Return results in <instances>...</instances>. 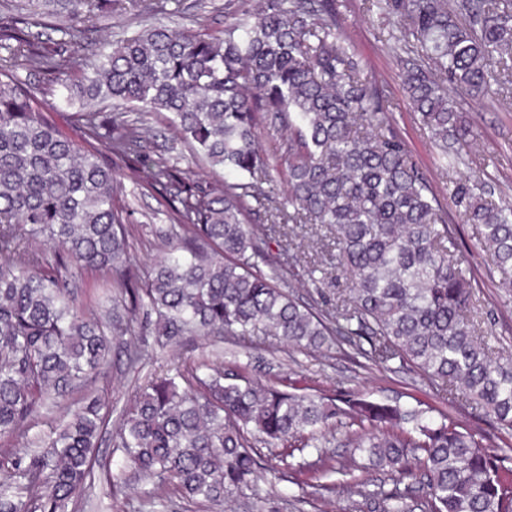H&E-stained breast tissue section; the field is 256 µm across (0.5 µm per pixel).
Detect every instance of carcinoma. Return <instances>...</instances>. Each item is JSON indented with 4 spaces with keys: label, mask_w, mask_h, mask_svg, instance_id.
Segmentation results:
<instances>
[{
    "label": "carcinoma",
    "mask_w": 512,
    "mask_h": 512,
    "mask_svg": "<svg viewBox=\"0 0 512 512\" xmlns=\"http://www.w3.org/2000/svg\"><path fill=\"white\" fill-rule=\"evenodd\" d=\"M117 2L45 0L47 11L0 15V449L10 453L42 409L97 379L112 337L137 335L142 310L155 316L161 346L186 336H273L310 349L346 341L361 352L365 342L379 362L399 360L512 435V353L493 352L478 333L465 255L425 171L390 126L381 86L343 36L336 0H227L218 35L151 22L104 44L70 78L63 47L86 39L80 19ZM364 9L400 26L390 49L448 170L469 149L449 91L493 94L491 62H512V0H364ZM19 64L51 77L63 104L89 107L79 113L81 140L49 119L17 77ZM129 107L141 116L128 119ZM156 112L213 175L235 179L202 184L163 155L148 161L144 185L160 193L170 225L163 255L142 277L134 226L117 204L121 183L96 144L114 160H141L153 137L147 115ZM261 126L286 135L272 156L259 147ZM448 198L480 225L499 284L511 289L512 206L457 182ZM287 224L320 225L332 238L307 267L312 282L330 268L347 280L327 311L298 302L278 276L270 243L287 236ZM258 258L271 274L254 271ZM89 272L111 275L112 310L75 295V279ZM103 409L83 401L39 454L14 460L26 498L1 491L0 512H65L96 474L110 477L98 453ZM333 419L360 430L346 438L349 458L319 451L312 478L353 474L359 454L427 488L422 497L378 491L381 512H512V467L456 424L356 395L339 406L283 392L217 362L148 383L116 438L124 466L157 488L173 479L185 497L221 503L263 477L257 438L293 447Z\"/></svg>",
    "instance_id": "carcinoma-1"
}]
</instances>
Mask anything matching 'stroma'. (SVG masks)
<instances>
[{
    "mask_svg": "<svg viewBox=\"0 0 512 512\" xmlns=\"http://www.w3.org/2000/svg\"><path fill=\"white\" fill-rule=\"evenodd\" d=\"M341 26L354 45L367 70L383 83L386 104L394 130L407 143L422 168L427 172L433 191L439 197L448 195V178L438 165L435 151L416 114L412 112L403 89L399 68L387 39L375 17L363 8V0H338ZM167 20L176 15L180 24L201 33H215L224 27V0H212L199 9L198 0H123L120 10L90 23L94 39L113 38L122 31L140 27L144 15ZM463 118L473 131L468 157L456 172L457 177L482 183L493 200L512 203V92L496 101L475 102L458 95ZM154 135L144 147L145 156L153 158L175 147L183 161L193 164L200 177L208 171L193 162L188 147L177 145V133L165 114L150 117ZM118 176L124 186L123 201L130 211L129 221L136 228L133 252L139 269H146L160 256L157 236L168 219L159 195L142 186V167L119 163ZM448 217L455 229L456 241L468 258L473 290V315L484 339L494 350L512 351V291L501 288L499 275L482 250L477 225L464 222L461 210L449 206ZM304 255L297 248L281 253L278 271L291 282L295 297L319 309H327L336 301L335 276L319 284L303 277ZM138 345L146 359L140 375L129 373L125 349ZM222 357L225 367L240 371L251 380H259L279 389L297 393L318 394L340 399L363 392L370 399L396 403L406 408L430 409L434 420L450 419L497 448L512 467V435L475 416L465 402L442 398L422 375L400 369L398 362L380 364L354 354L348 343L325 351H305L289 347L280 340L255 336L247 340H225L215 345L195 337L174 347H157L150 336H122L112 347V362L104 375L91 383L85 392L76 393L74 401L85 395H96L105 403L110 428H117L123 412L137 395V381L158 377ZM103 456L112 459V483H96L77 502L74 512H375L378 489H391V478L379 470L356 472L351 483L333 485L331 479L308 480L299 476L298 468L314 463L313 449L285 455L283 447H260L263 468L285 470L282 479L259 481L242 488L221 505L183 498L174 484L157 490L155 481L122 471V453L111 441H104Z\"/></svg>",
    "mask_w": 512,
    "mask_h": 512,
    "instance_id": "stroma-1",
    "label": "stroma"
}]
</instances>
